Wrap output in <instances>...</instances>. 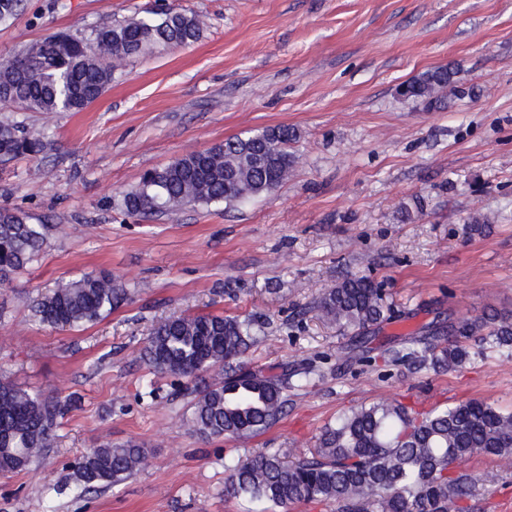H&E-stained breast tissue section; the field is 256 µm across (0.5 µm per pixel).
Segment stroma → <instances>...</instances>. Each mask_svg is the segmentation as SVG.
Returning a JSON list of instances; mask_svg holds the SVG:
<instances>
[{"instance_id": "stroma-1", "label": "stroma", "mask_w": 512, "mask_h": 512, "mask_svg": "<svg viewBox=\"0 0 512 512\" xmlns=\"http://www.w3.org/2000/svg\"><path fill=\"white\" fill-rule=\"evenodd\" d=\"M173 5L205 18L201 38L129 58L83 111L0 104V121L52 140L39 160L0 162V207L53 227L38 261L0 285V374L75 401L42 460L0 473V512H243L224 496L228 460L299 454L341 412L384 396L512 407L510 351L440 373L380 359L427 325L512 314V0H24L0 24V58ZM448 64L458 75L447 108L398 95ZM283 125L299 159L274 192L174 216L121 209L145 170ZM99 272L129 299L79 329L36 320L58 281ZM351 274L394 309L369 362L310 310ZM188 314L264 321L243 357L252 370L312 367L275 426L241 441L180 424L192 383L149 374L142 349L156 322ZM104 440L142 444L148 467L81 498L59 493ZM466 469L482 476L467 512H512L511 463L476 456Z\"/></svg>"}]
</instances>
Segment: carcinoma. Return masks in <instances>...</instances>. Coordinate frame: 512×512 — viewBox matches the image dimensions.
<instances>
[{"instance_id": "carcinoma-1", "label": "carcinoma", "mask_w": 512, "mask_h": 512, "mask_svg": "<svg viewBox=\"0 0 512 512\" xmlns=\"http://www.w3.org/2000/svg\"><path fill=\"white\" fill-rule=\"evenodd\" d=\"M194 12L171 9L159 18L117 22L92 37L62 32L0 59V103L29 112H80L99 99L128 58L155 46H186L202 35ZM457 71L441 66L403 84L401 96L442 108L443 91ZM295 130L282 126L227 138L147 171L126 192L130 216L175 214L188 206L231 204L268 194L293 168ZM50 145L45 130L0 122V159L37 160ZM51 226L23 212L0 209V283L27 270L41 255ZM112 275L87 274L62 282L34 306L42 324L81 328L127 299ZM312 310L344 334L369 340L393 310L370 278L348 275L326 289ZM262 325L250 318L181 315L150 331L143 360L155 374L188 378L195 395L183 422L204 439L246 440L277 424L288 389L309 382L307 368L257 373L240 362ZM512 349V322L481 317L423 330L389 350L391 362L413 370L452 371L469 357L468 342ZM300 383L293 384V378ZM60 405L0 376V472L25 470L51 447ZM512 458V410L481 400L418 412L394 398L351 409L327 423L317 448L292 460L276 453L225 465L224 494L261 503L259 512L324 502L336 512H465L462 502L480 482L465 464L475 455ZM146 452L132 442L105 441L77 462L73 490L80 495L118 485L141 471Z\"/></svg>"}]
</instances>
